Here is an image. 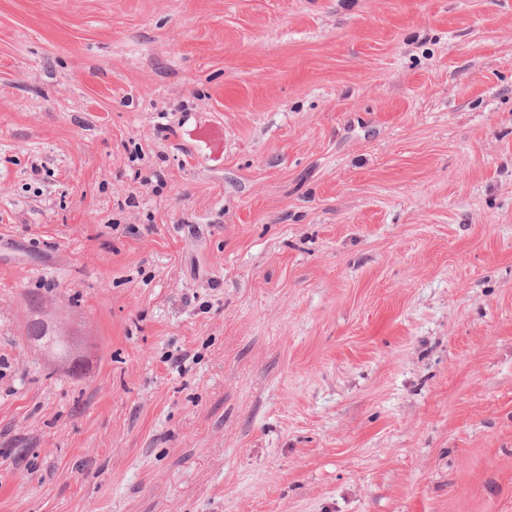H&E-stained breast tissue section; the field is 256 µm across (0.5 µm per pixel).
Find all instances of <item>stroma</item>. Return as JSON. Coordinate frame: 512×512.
Here are the masks:
<instances>
[{"mask_svg":"<svg viewBox=\"0 0 512 512\" xmlns=\"http://www.w3.org/2000/svg\"><path fill=\"white\" fill-rule=\"evenodd\" d=\"M0 512H512V0H0Z\"/></svg>","mask_w":512,"mask_h":512,"instance_id":"35a3bbf8","label":"stroma"}]
</instances>
